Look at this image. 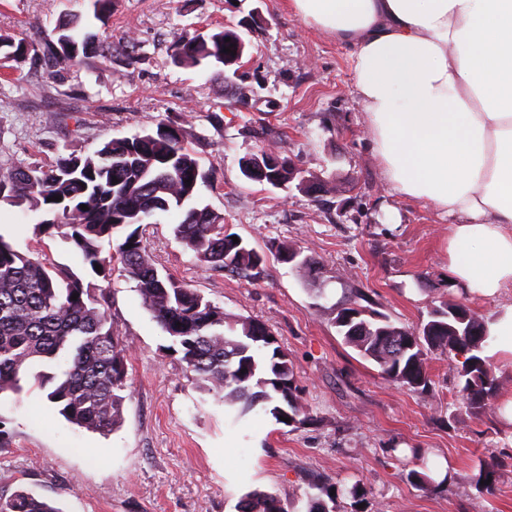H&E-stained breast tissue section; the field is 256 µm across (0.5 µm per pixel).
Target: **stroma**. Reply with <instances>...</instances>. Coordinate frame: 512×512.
I'll return each mask as SVG.
<instances>
[{"label":"stroma","instance_id":"35a3bbf8","mask_svg":"<svg viewBox=\"0 0 512 512\" xmlns=\"http://www.w3.org/2000/svg\"><path fill=\"white\" fill-rule=\"evenodd\" d=\"M73 14L113 44H134L138 60L70 68L54 81L32 55L0 68V164L90 155L109 139L178 118L209 175L198 203L264 254V272L254 280L201 267L174 237L178 210L145 226L149 254L226 314L270 326L310 421L294 429L260 408L236 418L169 352L116 262L110 314L128 369L121 421L106 434L72 424L31 382L21 395H0V497L25 490L59 512H237L245 493L260 490L286 512H307L319 479L334 487L336 512H512V425L496 402L480 418L468 413L457 395L460 357L429 354L432 387L413 392L386 380L333 324V305L354 289L409 327L445 303L486 319L512 303L511 290L489 300L449 287V218L387 180L346 47L306 26L288 0H115L105 26L93 20L91 0H0V34L37 44ZM219 25L240 30L246 77L173 63L176 37ZM261 149L284 152L329 192L317 201L293 185L246 180L240 161ZM41 218L2 205L0 235L24 253L42 242L57 264L95 281L71 243L39 237ZM284 240L319 261L317 281L277 261ZM484 462L498 465L491 496L474 485ZM423 464L452 483L411 484L408 473Z\"/></svg>","mask_w":512,"mask_h":512}]
</instances>
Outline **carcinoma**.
I'll list each match as a JSON object with an SVG mask.
<instances>
[{
    "label": "carcinoma",
    "mask_w": 512,
    "mask_h": 512,
    "mask_svg": "<svg viewBox=\"0 0 512 512\" xmlns=\"http://www.w3.org/2000/svg\"><path fill=\"white\" fill-rule=\"evenodd\" d=\"M81 18L58 21L59 40L47 38L42 50L23 41L0 38V59L22 61L29 53L40 56L48 78L62 69L81 67L92 60L108 65L118 51L133 61L126 49L95 35L79 36ZM180 53L174 63L186 67H227L225 49L238 51L235 66L245 54L243 38L233 30L216 28L174 41ZM249 181L283 188L305 182L302 172L280 151L261 149L240 161ZM207 182L197 154L185 141V130L175 121L162 120L154 132L112 138L91 155L57 157L27 166L0 169V202L29 204L43 209L38 232L60 234L77 248L96 275L109 280L112 260L122 264L136 283L143 305L179 348L195 380L226 404H241L240 411L257 406L268 409L275 420L290 419L298 428L308 421L300 401V385L288 353L263 322L227 316L197 290L162 273L150 257L139 226L156 211L185 209L174 228L176 239L192 251L199 264L250 278L263 272L264 257L243 239L233 242L224 231V218L208 206L195 204L199 184ZM59 196L61 201L51 200ZM87 209H81V206ZM131 228L114 242L115 233ZM113 252L104 254V246ZM280 261L296 256L293 268L309 278L317 261L294 244L276 246ZM79 294L72 299L73 294ZM356 295L345 299L333 319L337 332L362 357L375 362L387 380L418 392L432 384L427 371L430 352L452 351L463 358L457 370V389L466 409L479 416L496 395L498 381L490 359L486 321L463 303H445L430 319L410 329L394 325L381 312L363 306ZM109 298L105 290L83 282L57 265L43 249L20 252L0 234V394L22 391V380L40 363L52 365L63 357L58 372L40 370L35 382L48 389L47 399L67 421L108 433L120 421L125 397L127 365L124 348L112 329ZM486 484H481V481ZM496 469L481 464L475 485L480 493L495 490ZM309 495L307 512H333L323 495ZM0 512H58L28 491L0 497ZM237 512H286L281 500L254 490L245 494Z\"/></svg>",
    "instance_id": "carcinoma-1"
}]
</instances>
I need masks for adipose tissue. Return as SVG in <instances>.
<instances>
[{"mask_svg":"<svg viewBox=\"0 0 512 512\" xmlns=\"http://www.w3.org/2000/svg\"><path fill=\"white\" fill-rule=\"evenodd\" d=\"M347 46L372 148L402 197L453 217L448 281L512 288V0H290Z\"/></svg>","mask_w":512,"mask_h":512,"instance_id":"ef3b65f1","label":"adipose tissue"}]
</instances>
